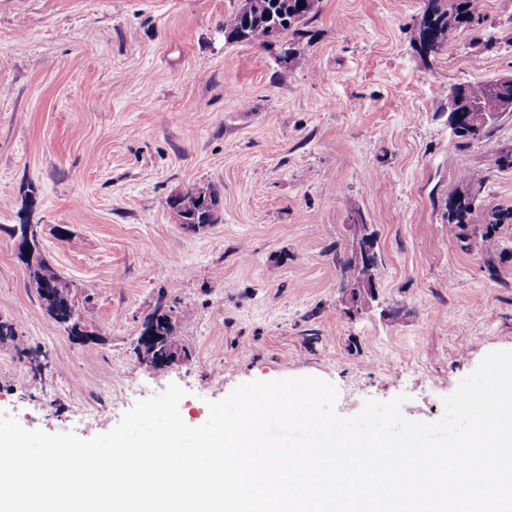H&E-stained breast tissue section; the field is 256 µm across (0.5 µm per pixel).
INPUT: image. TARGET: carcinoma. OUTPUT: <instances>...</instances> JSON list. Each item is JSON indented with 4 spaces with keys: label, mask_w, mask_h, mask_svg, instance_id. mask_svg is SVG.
<instances>
[{
    "label": "carcinoma",
    "mask_w": 512,
    "mask_h": 512,
    "mask_svg": "<svg viewBox=\"0 0 512 512\" xmlns=\"http://www.w3.org/2000/svg\"><path fill=\"white\" fill-rule=\"evenodd\" d=\"M305 7H300V4ZM317 0H243L231 22L224 25V38L228 42L247 41L269 46L268 36L276 29L278 38L291 49L289 58L299 54L298 24L307 19L316 10ZM468 31L472 40L486 48L497 45L499 38L493 27L486 26L483 17L477 11L476 0H424L420 22L414 26L412 40L419 44L424 52L439 54L444 51L448 41L460 31ZM489 82L477 81L456 85L466 101L483 98L488 92ZM497 125L473 131L461 126L456 139L461 146L473 142L489 141L495 136ZM512 168V155L501 153L496 156L490 167L465 170L459 175L461 187L448 197V211L445 218L452 235L463 244V249L477 250L486 257V271L490 278L499 276L498 264L512 260V206H495L484 213L480 222L474 220L476 206L472 201L475 189H482L490 182L493 169ZM221 196V190L213 184L194 185L188 188L185 202L192 208L200 209L206 199ZM378 261L372 260L360 268L355 256L338 260L340 288H347L358 276L374 283V270ZM29 287L41 301L45 311L60 309L75 304L72 289L62 288L54 294L46 291L48 284L45 275L49 269L30 267Z\"/></svg>",
    "instance_id": "obj_1"
}]
</instances>
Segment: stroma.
<instances>
[{"label": "stroma", "mask_w": 512, "mask_h": 512, "mask_svg": "<svg viewBox=\"0 0 512 512\" xmlns=\"http://www.w3.org/2000/svg\"><path fill=\"white\" fill-rule=\"evenodd\" d=\"M240 3L0 0V321L24 344L0 345V416L89 439L174 382L198 426L242 383L315 376L342 416L403 394L404 416L432 422L512 349V261L489 279L443 218L462 170L512 150V116L458 147L446 99L512 71V0H477L497 47L461 31L430 56L411 39L424 0H319L285 69L274 48L225 42ZM204 183L220 220L185 233L166 200ZM356 217L378 269L352 319L336 259ZM17 224L40 225L91 336L29 288ZM158 309L186 356L155 370L135 345Z\"/></svg>", "instance_id": "35a3bbf8"}]
</instances>
